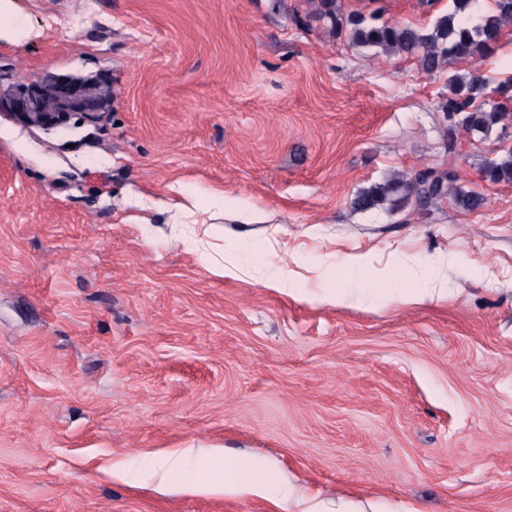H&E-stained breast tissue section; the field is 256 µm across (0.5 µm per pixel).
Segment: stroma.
Here are the masks:
<instances>
[{"instance_id": "1", "label": "stroma", "mask_w": 512, "mask_h": 512, "mask_svg": "<svg viewBox=\"0 0 512 512\" xmlns=\"http://www.w3.org/2000/svg\"><path fill=\"white\" fill-rule=\"evenodd\" d=\"M339 3L418 29L448 8ZM315 11L0 0V93L112 84L95 124L0 112V512H299L132 472L210 446L364 512H512V183L483 176L512 128L448 144L446 74ZM450 165L483 208L351 206ZM275 254L295 291L265 286Z\"/></svg>"}]
</instances>
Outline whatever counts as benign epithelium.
Instances as JSON below:
<instances>
[{
  "instance_id": "1",
  "label": "benign epithelium",
  "mask_w": 512,
  "mask_h": 512,
  "mask_svg": "<svg viewBox=\"0 0 512 512\" xmlns=\"http://www.w3.org/2000/svg\"><path fill=\"white\" fill-rule=\"evenodd\" d=\"M58 110H40L43 81L31 79L23 84L6 100L0 99V108L24 123L43 128H54L66 123L73 114H80L89 122L98 120L106 110L94 95V82L83 78L66 77L52 79Z\"/></svg>"
}]
</instances>
